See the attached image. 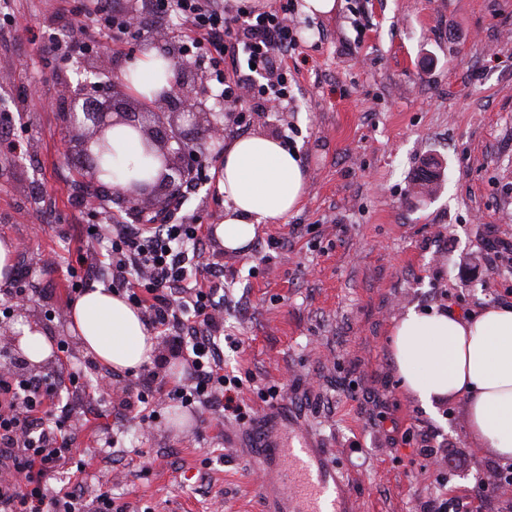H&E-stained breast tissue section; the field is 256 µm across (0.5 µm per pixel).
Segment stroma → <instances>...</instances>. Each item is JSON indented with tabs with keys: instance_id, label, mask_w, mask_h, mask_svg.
Masks as SVG:
<instances>
[{
	"instance_id": "obj_1",
	"label": "stroma",
	"mask_w": 512,
	"mask_h": 512,
	"mask_svg": "<svg viewBox=\"0 0 512 512\" xmlns=\"http://www.w3.org/2000/svg\"><path fill=\"white\" fill-rule=\"evenodd\" d=\"M302 3L290 22L307 61L292 70L287 104L260 110L245 95L225 120V139L273 134L298 150L308 187L248 253L208 243L206 261L224 270V361L248 373L240 397L272 441L324 449L356 512H422L438 473L471 512H503L512 486L476 496L497 458L471 438L464 400L432 410L409 394L390 334L411 308L512 306V0H337L325 18ZM0 12L18 23L0 38V125L21 147L0 152V238L16 244L21 274L0 286V303L24 291L30 320L67 340L42 375L82 368L91 382L69 327L68 270L106 260L98 227L111 215L136 218L109 200L88 206L94 185L67 159L74 143L60 123L80 54L54 55L26 30L75 47L98 24L77 0H0ZM433 162L440 187L418 196L413 183ZM216 168L202 163L195 192L165 212L219 223ZM137 384L133 371L105 396L91 385L70 394L75 439L59 481H82L88 501L109 492L128 512H263L243 426L161 393L142 432L120 412ZM273 385L285 399L269 416L257 392Z\"/></svg>"
}]
</instances>
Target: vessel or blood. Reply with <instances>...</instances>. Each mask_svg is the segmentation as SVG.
<instances>
[{
    "mask_svg": "<svg viewBox=\"0 0 512 512\" xmlns=\"http://www.w3.org/2000/svg\"><path fill=\"white\" fill-rule=\"evenodd\" d=\"M248 444L262 469L266 490L279 501V512H322L321 498L330 491L335 494L330 502L333 512H348L347 483L323 449L306 445L268 451L258 427L250 430Z\"/></svg>",
    "mask_w": 512,
    "mask_h": 512,
    "instance_id": "vessel-or-blood-1",
    "label": "vessel or blood"
}]
</instances>
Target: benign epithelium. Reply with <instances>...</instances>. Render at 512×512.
Returning a JSON list of instances; mask_svg holds the SVG:
<instances>
[{"mask_svg":"<svg viewBox=\"0 0 512 512\" xmlns=\"http://www.w3.org/2000/svg\"><path fill=\"white\" fill-rule=\"evenodd\" d=\"M165 54L174 61L169 88L150 106L142 105L134 112L123 106L126 96L119 79L113 82L112 99L95 98L100 85L93 77L114 68V61L104 56L83 59L81 69L86 77L71 93L65 113L67 127L78 141V156L95 181L99 174L92 147L100 146L114 125L137 126L144 141L160 155L162 168L153 184L120 190L119 200L142 214L164 204L178 183L193 173L195 163L207 157L209 148L224 142L226 113L206 107L204 76L175 48H166Z\"/></svg>","mask_w":512,"mask_h":512,"instance_id":"benign-epithelium-1","label":"benign epithelium"}]
</instances>
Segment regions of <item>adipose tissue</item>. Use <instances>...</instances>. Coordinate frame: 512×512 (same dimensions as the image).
<instances>
[{"label":"adipose tissue","instance_id":"ef3b65f1","mask_svg":"<svg viewBox=\"0 0 512 512\" xmlns=\"http://www.w3.org/2000/svg\"><path fill=\"white\" fill-rule=\"evenodd\" d=\"M171 70V61L146 53L128 89L153 101L167 87ZM216 176L228 207L213 232L226 251L242 254L261 224L287 217L307 189L298 152L270 134L226 145ZM72 324L81 345L108 368L136 370L151 360L153 341L142 314L115 292L84 293L73 306ZM391 350L414 397L429 407L464 399L471 437L512 460V307L488 306L467 315L408 310L393 326Z\"/></svg>","mask_w":512,"mask_h":512}]
</instances>
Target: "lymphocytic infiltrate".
Wrapping results in <instances>:
<instances>
[{"mask_svg": "<svg viewBox=\"0 0 512 512\" xmlns=\"http://www.w3.org/2000/svg\"><path fill=\"white\" fill-rule=\"evenodd\" d=\"M148 4L156 15L181 18L187 50L212 70L225 104H235L245 91L259 106L287 101L288 57L297 47L289 0L269 11L254 6L231 11L224 0ZM108 239L106 261L83 265L74 292L103 279L124 292L169 351L191 359V381L174 386L173 398L245 423L248 415L238 397L243 379L224 368L221 274L203 262L201 225L168 216L145 224L116 218ZM69 418L68 405L47 378L0 372V512H82L79 483L50 487L71 446L61 434Z\"/></svg>", "mask_w": 512, "mask_h": 512, "instance_id": "f902f5d3", "label": "lymphocytic infiltrate"}]
</instances>
